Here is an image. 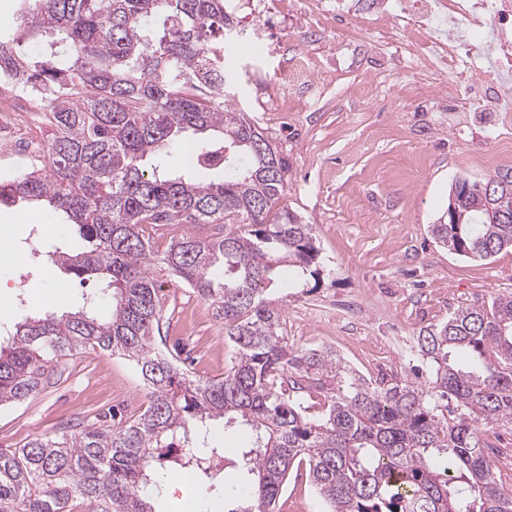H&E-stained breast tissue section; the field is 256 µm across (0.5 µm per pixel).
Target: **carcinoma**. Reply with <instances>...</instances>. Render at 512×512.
I'll return each instance as SVG.
<instances>
[{
	"label": "carcinoma",
	"mask_w": 512,
	"mask_h": 512,
	"mask_svg": "<svg viewBox=\"0 0 512 512\" xmlns=\"http://www.w3.org/2000/svg\"><path fill=\"white\" fill-rule=\"evenodd\" d=\"M0 34L9 90L38 99L45 157L0 178V208L40 203L83 244L47 255L100 279L112 308L29 318L0 345V406L35 395L86 349L133 363L148 406L119 428L85 426L0 449V512H154L161 470L212 476L210 424L243 426L250 446L233 512H274L289 473L308 472L327 512H512L492 432L512 429V295L455 310L419 331L421 364L368 378L327 347L299 348L263 294L319 275L314 225L277 209L288 166L237 107L226 69L224 0H17ZM188 131L197 135L184 140ZM188 150L181 173L168 158ZM452 185L460 224L434 239L468 259L512 250V176ZM160 224H246L160 248ZM162 267L209 303L237 350L218 379L185 372L154 346ZM321 398L312 418L305 397Z\"/></svg>",
	"instance_id": "cac0c4a2"
}]
</instances>
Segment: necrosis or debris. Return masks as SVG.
Returning <instances> with one entry per match:
<instances>
[{"label": "necrosis or debris", "instance_id": "necrosis-or-debris-1", "mask_svg": "<svg viewBox=\"0 0 512 512\" xmlns=\"http://www.w3.org/2000/svg\"><path fill=\"white\" fill-rule=\"evenodd\" d=\"M343 16L406 34L400 51L448 78L449 90L469 87L472 76L497 95L494 109L512 112L504 89L512 82V0H338ZM43 116L35 103L0 96V140L27 158L38 155L35 132Z\"/></svg>", "mask_w": 512, "mask_h": 512}]
</instances>
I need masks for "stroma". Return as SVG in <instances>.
Instances as JSON below:
<instances>
[{"label":"stroma","instance_id":"obj_1","mask_svg":"<svg viewBox=\"0 0 512 512\" xmlns=\"http://www.w3.org/2000/svg\"><path fill=\"white\" fill-rule=\"evenodd\" d=\"M234 57L245 76L236 101L288 163L281 203L315 226L321 275L273 288L266 301L281 309L291 345L329 343L367 376L407 369L420 329L446 322L458 307L512 294V251L488 261L443 247L432 224L448 206L457 179L512 174V119L421 89L414 69L400 65L373 29L343 16L308 25L304 13L259 16V0H228ZM308 57L319 81L309 95L289 91L293 112L273 106L277 73ZM54 222L41 205L0 211V290L10 311L0 336L43 315L36 287L58 295L55 313L77 310L83 287L47 264L69 243V225L38 239ZM167 345L183 342L180 361L192 375L220 378L236 350L209 304L167 272L157 274ZM58 380L24 403L0 408V448L86 422L122 426L146 407L134 366L99 350L67 357ZM275 512H324L305 472L290 473Z\"/></svg>","mask_w":512,"mask_h":512}]
</instances>
